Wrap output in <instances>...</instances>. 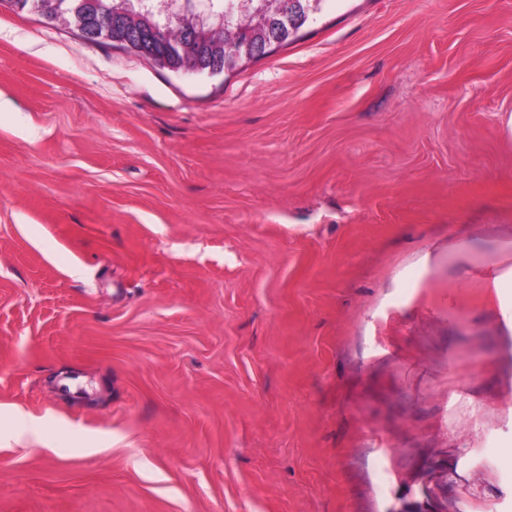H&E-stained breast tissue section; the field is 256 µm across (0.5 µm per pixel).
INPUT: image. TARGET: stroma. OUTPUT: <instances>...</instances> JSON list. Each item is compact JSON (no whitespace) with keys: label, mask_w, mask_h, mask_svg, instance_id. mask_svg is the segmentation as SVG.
I'll use <instances>...</instances> for the list:
<instances>
[{"label":"stroma","mask_w":512,"mask_h":512,"mask_svg":"<svg viewBox=\"0 0 512 512\" xmlns=\"http://www.w3.org/2000/svg\"><path fill=\"white\" fill-rule=\"evenodd\" d=\"M0 100V512H512V0L213 76L0 0Z\"/></svg>","instance_id":"stroma-1"}]
</instances>
